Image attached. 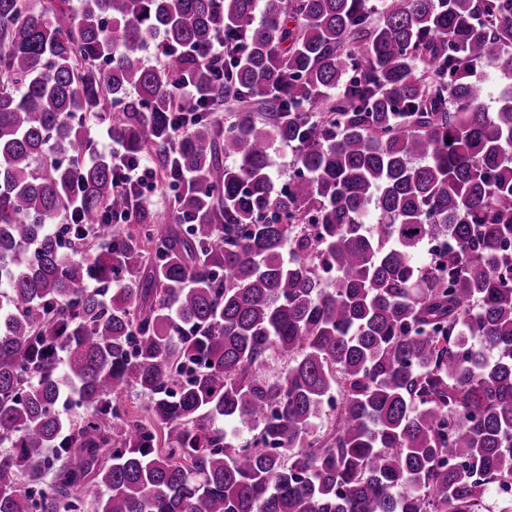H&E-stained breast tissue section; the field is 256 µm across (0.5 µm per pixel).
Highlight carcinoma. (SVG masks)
<instances>
[{"label":"carcinoma","instance_id":"obj_1","mask_svg":"<svg viewBox=\"0 0 512 512\" xmlns=\"http://www.w3.org/2000/svg\"><path fill=\"white\" fill-rule=\"evenodd\" d=\"M0 445V512H482L512 485V0H0ZM282 148L278 150L276 164L274 168L275 180L278 183V187L282 190L288 187L291 183V179L294 176V167L292 165V149L288 146L281 145ZM154 167L147 162L132 167L124 165L122 181L139 188V194L134 197L135 204L141 207L149 206L148 208L153 212L164 213L171 207L173 192L167 186L159 183V189L152 198L151 193L158 186Z\"/></svg>","mask_w":512,"mask_h":512}]
</instances>
